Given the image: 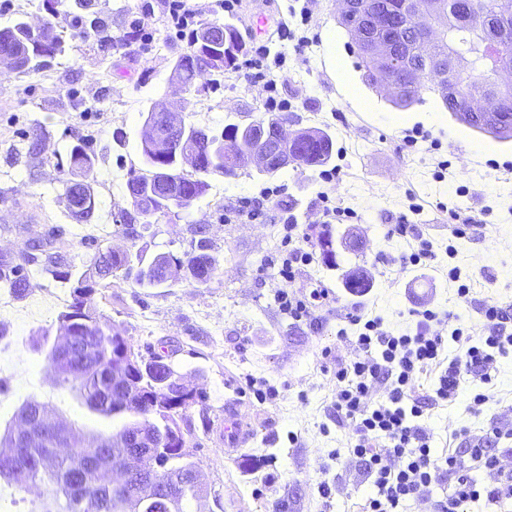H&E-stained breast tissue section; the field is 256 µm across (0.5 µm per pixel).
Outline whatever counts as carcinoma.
<instances>
[{
    "mask_svg": "<svg viewBox=\"0 0 512 512\" xmlns=\"http://www.w3.org/2000/svg\"><path fill=\"white\" fill-rule=\"evenodd\" d=\"M77 5L91 13L90 29L94 34H104L106 29L100 12L94 10L95 0H77ZM371 8L380 9L393 25L385 29L370 27L368 21L372 14H367L362 23L366 30L365 40H393L401 56L411 65L399 90L391 94L390 102L399 109L422 102V92L435 89L421 79L423 70L416 65V59L422 56L434 58L436 65L445 68L448 67V57L454 53L471 58L466 70L448 76V88L456 94V113L471 111L470 100L474 94L495 81L494 66L502 64L512 68V0H468L467 17L461 24L457 22L455 9L450 8L438 19L442 35L434 43L427 41L421 45L407 41L406 31L395 28L403 21L405 0H371ZM490 14L500 17L503 40L494 57L488 55L479 38L481 26ZM50 16L51 19L38 28L22 20L0 28V53L14 56L16 71L29 73L47 68L65 52L66 42L58 32L60 12L53 8ZM224 31L227 32L225 41L212 46L199 43L198 32L191 33L189 51L174 63L183 91L191 90L196 76L203 71L202 62L213 53L224 55L225 68L234 69L245 44L236 27L227 24ZM358 53L365 82L373 87L385 83L380 63L361 49ZM435 90L443 106H448L447 92L440 87ZM144 123L153 125L162 138H140L147 169L127 182L133 212L122 214L126 226L131 225L135 214L145 219L165 217L191 207L209 191L207 177L210 175H237L239 166L229 156L232 141L238 135L246 136L252 132V127L246 125L232 124L215 131L191 123L173 132L167 127L165 113L154 110L147 113ZM267 147L275 157L288 151L298 156L304 166H321L332 157L333 141L328 133L311 130L292 143L275 140L267 142ZM186 151L197 158L193 177L180 171L179 157ZM94 165L95 155L87 152L83 143L71 148L63 188L68 213L78 222L90 221L95 213V194L90 181ZM173 186L180 193L176 198L168 195ZM207 234V225L200 224L194 229L196 238L191 240L189 248L179 254L160 253L148 265L138 268L134 267L128 253L103 249L92 241L86 244L90 253L86 254L85 270L76 276L70 259L56 247L63 235L61 228L36 230L15 252L13 260L7 262L0 257V287L18 295L25 294L31 288L29 266L37 264L42 265L43 271L53 279L73 282L71 301L59 313L58 323L59 330L74 336L77 359L67 369H56V373L60 382L74 389L89 409L108 417L112 415V399L109 397L114 364L112 347L119 345L121 332L112 328L106 316L98 311L95 294L99 289L109 287L111 279L119 272L125 278L134 277L140 286L158 287L178 280L191 285L208 284L217 271V261L211 254L212 243ZM318 245L327 266H335L336 251L331 231L327 230L319 237ZM137 356L148 360L149 364L146 368L131 367L132 403L149 411V424L144 426L137 420L129 421L109 434H96L84 446L67 455L50 451L55 443L63 441L61 433L23 446L13 442L10 432L0 437V478L20 489L37 484L45 486L48 495L39 512H153L150 504L138 498V490L145 483H153L157 490L173 496L180 512H191V503L202 497L195 454H174L171 449L191 434L192 424L182 423L187 410L198 408L204 427H211L210 406L203 400L188 402L181 399V379L156 362L159 355L150 351L146 356L140 352ZM142 427L153 440V452L160 458L162 466L156 471L141 469L119 481L114 478L112 461L148 452L133 442ZM19 454L31 460L32 465L23 477L14 479L10 470L14 469ZM75 480L83 488L78 497L71 493Z\"/></svg>",
    "mask_w": 512,
    "mask_h": 512,
    "instance_id": "cac0c4a2",
    "label": "carcinoma"
}]
</instances>
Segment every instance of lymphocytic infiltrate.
<instances>
[{
	"mask_svg": "<svg viewBox=\"0 0 512 512\" xmlns=\"http://www.w3.org/2000/svg\"><path fill=\"white\" fill-rule=\"evenodd\" d=\"M280 222L282 240L290 250L286 257L270 258L269 263L282 279L292 281L301 267L313 263L314 255L307 248L304 228L290 210H283ZM409 314L416 319L415 331L398 336L384 328L382 319L347 316L349 324L360 329L356 338L360 355L340 363L334 407L338 418L350 422L349 450L362 460L370 483L364 512H399L407 499L429 497L433 485L447 479L454 482L453 492L437 501L436 512H459L479 500L492 506L511 501V473H500L493 484L482 485L468 472L471 462L497 470L499 461L487 453L482 438L470 440L463 453L434 459L431 435L420 423L423 405L411 391L417 375L430 368L438 372L435 394L444 402L455 398L465 379L490 383L497 357L512 353V333L506 329L512 315L497 306L486 307L479 333L452 327L445 337L433 331L431 324H451L452 313L413 308ZM452 342L462 349L453 358L447 355ZM382 441L389 442L388 451L379 449Z\"/></svg>",
	"mask_w": 512,
	"mask_h": 512,
	"instance_id": "lymphocytic-infiltrate-1",
	"label": "lymphocytic infiltrate"
}]
</instances>
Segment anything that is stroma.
I'll return each instance as SVG.
<instances>
[{"mask_svg":"<svg viewBox=\"0 0 512 512\" xmlns=\"http://www.w3.org/2000/svg\"><path fill=\"white\" fill-rule=\"evenodd\" d=\"M107 24L106 38L79 37L68 5L59 21L66 51L51 68L21 75L0 64V251L18 250L30 231L61 226V244L74 265L86 252L83 241L96 237L102 247L125 251L150 262L163 252L187 249L195 225L209 228L219 261L214 279L202 286L184 282L143 288L134 279L114 278L95 297L98 310L134 348L172 354L188 381L209 397L211 429H203L197 409L187 412L195 430L188 442L196 450L200 480L209 492L198 512H362L370 490L361 462L347 450L350 428L337 419L334 372L338 361L357 357L354 336L340 335L346 315L360 311L381 317L396 334L414 328L412 307L449 310L463 328L480 331L483 307L512 308V140L499 141L457 121L434 92L422 103L395 108L383 88L369 87L356 45L340 25L341 0H244L235 26L245 31L258 16L268 25L262 34L271 52L283 54L287 79L280 95L292 103L288 128L318 129L331 135V166L338 174L323 182L317 167L282 168L262 174L249 167L232 177L210 176L211 194L196 200L178 218H137L133 230L117 217L130 210L126 182L144 166L140 131L145 111L184 105L185 122L222 130L264 118L262 84L228 70L222 80L207 73L181 92L171 79L174 62L188 50L161 17L147 62L115 49L113 37L127 31L144 0H97ZM308 6L311 21L301 25L290 9ZM288 23L295 39L278 34ZM308 37L297 48V37ZM343 55L336 72L333 55ZM45 136L38 155L18 148L32 125ZM423 132L424 142L406 147L403 138ZM122 139H115V132ZM88 142L97 162L92 186L96 211L86 223L68 215L57 160L67 159L77 141ZM451 167L435 176L440 161ZM279 188L271 211L291 207L311 236L327 228L320 192L352 216L332 224L334 236L354 231L363 240L358 253L338 251L336 268L322 259L304 267L295 282L282 280L266 260L281 247L279 225L226 223L213 193L225 201ZM418 225L436 254L434 261L403 266L412 238L388 236L399 216ZM474 218L466 234L455 235L458 217ZM458 266L461 283L448 279ZM361 269L371 278L364 296L349 293L345 272ZM24 295L0 288V335L12 348L0 356V435L14 427V415L28 401L47 404L82 435L111 432V419L88 410L61 385L49 362L57 336V316L68 297L67 285L33 271ZM469 293L459 297V284ZM327 289L330 300L311 308L310 321L292 322L274 302L277 290L308 297ZM492 381L462 385L455 400L432 405L434 374H419L413 395L427 402L422 423L431 433L434 457L466 447L469 439L492 426L512 428V354L497 358ZM488 390L489 401L475 406L473 396ZM236 400L250 443L232 457L224 455V401ZM328 482L330 498L317 486Z\"/></svg>","mask_w":512,"mask_h":512,"instance_id":"stroma-1","label":"stroma"}]
</instances>
